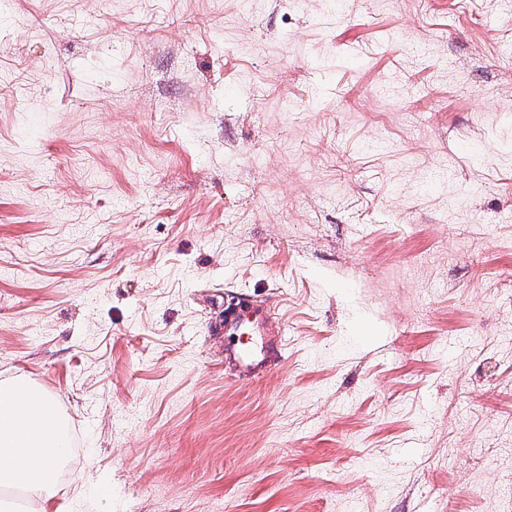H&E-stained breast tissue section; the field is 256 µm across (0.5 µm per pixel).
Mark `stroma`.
<instances>
[{"label": "stroma", "mask_w": 512, "mask_h": 512, "mask_svg": "<svg viewBox=\"0 0 512 512\" xmlns=\"http://www.w3.org/2000/svg\"><path fill=\"white\" fill-rule=\"evenodd\" d=\"M508 239L488 0H0V380L71 423L0 512H502ZM221 331L229 340L224 358L245 376L265 373L285 346L284 329L272 322L269 311L245 300L238 307L224 309ZM241 336L251 338L243 344Z\"/></svg>", "instance_id": "35a3bbf8"}]
</instances>
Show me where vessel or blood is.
I'll use <instances>...</instances> for the list:
<instances>
[{"label":"vessel or blood","mask_w":512,"mask_h":512,"mask_svg":"<svg viewBox=\"0 0 512 512\" xmlns=\"http://www.w3.org/2000/svg\"><path fill=\"white\" fill-rule=\"evenodd\" d=\"M221 331L228 338L225 359L245 376L265 373L285 346V332L269 311L246 301L225 310Z\"/></svg>","instance_id":"vessel-or-blood-1"}]
</instances>
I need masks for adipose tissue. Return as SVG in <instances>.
<instances>
[{"mask_svg": "<svg viewBox=\"0 0 512 512\" xmlns=\"http://www.w3.org/2000/svg\"><path fill=\"white\" fill-rule=\"evenodd\" d=\"M58 423L49 395L18 381L0 383V487L44 501L53 496L67 453Z\"/></svg>", "mask_w": 512, "mask_h": 512, "instance_id": "adipose-tissue-1", "label": "adipose tissue"}]
</instances>
